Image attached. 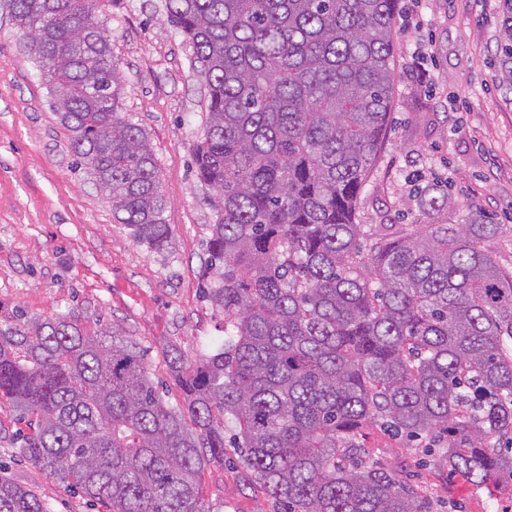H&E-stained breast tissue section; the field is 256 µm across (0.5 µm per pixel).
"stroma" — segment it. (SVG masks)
Instances as JSON below:
<instances>
[{
  "instance_id": "stroma-1",
  "label": "stroma",
  "mask_w": 512,
  "mask_h": 512,
  "mask_svg": "<svg viewBox=\"0 0 512 512\" xmlns=\"http://www.w3.org/2000/svg\"><path fill=\"white\" fill-rule=\"evenodd\" d=\"M401 5L389 129L357 221L381 235H408L422 224L461 223L477 206L498 227L486 251L511 272L512 101L498 89L494 57L501 0ZM105 21L126 86L121 112L146 129L157 157L171 244L152 252L113 217L76 166L71 133L37 64L21 51L17 28L0 18V319L18 310L33 319L75 311L88 328L121 326L146 350L150 379L176 406L183 392L165 347L176 344L194 361L225 337L221 315L204 297L214 214L193 173L206 86L162 0H114ZM417 50L430 73L424 82L412 68ZM429 182L451 185L453 208L432 214L420 207L417 191ZM17 427L10 409H0V464L48 512H105L25 459ZM360 441L367 461L412 486L428 512H512V480L475 486L449 472L441 450L424 455L423 440L374 425ZM202 496L212 512H277L231 447L223 462L206 464Z\"/></svg>"
}]
</instances>
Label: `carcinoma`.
I'll return each instance as SVG.
<instances>
[{
	"mask_svg": "<svg viewBox=\"0 0 512 512\" xmlns=\"http://www.w3.org/2000/svg\"><path fill=\"white\" fill-rule=\"evenodd\" d=\"M112 0H7L24 53L72 133L77 166L140 244H171L149 136L120 112L124 81L99 15ZM400 0H164L207 96L194 148L213 192L206 297L231 334L186 366L169 406L136 341L77 314L0 320V405L29 421L21 454L106 512H212L207 459L224 429L279 512H426L410 487L363 465L379 424L442 442L448 470L512 479V272L497 232L423 224L375 237L355 222L392 107ZM499 84L512 94V0H502ZM427 188L429 212L451 206ZM0 512H46L0 472Z\"/></svg>",
	"mask_w": 512,
	"mask_h": 512,
	"instance_id": "1",
	"label": "carcinoma"
}]
</instances>
